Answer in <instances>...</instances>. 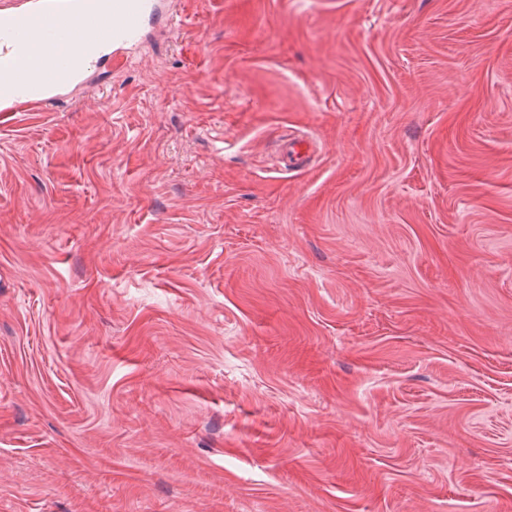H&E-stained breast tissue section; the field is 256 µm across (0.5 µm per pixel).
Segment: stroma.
Returning <instances> with one entry per match:
<instances>
[{"label": "stroma", "instance_id": "35a3bbf8", "mask_svg": "<svg viewBox=\"0 0 512 512\" xmlns=\"http://www.w3.org/2000/svg\"><path fill=\"white\" fill-rule=\"evenodd\" d=\"M0 512H512V0H158L0 113Z\"/></svg>", "mask_w": 512, "mask_h": 512}]
</instances>
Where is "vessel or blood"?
<instances>
[{
    "label": "vessel or blood",
    "mask_w": 512,
    "mask_h": 512,
    "mask_svg": "<svg viewBox=\"0 0 512 512\" xmlns=\"http://www.w3.org/2000/svg\"><path fill=\"white\" fill-rule=\"evenodd\" d=\"M154 10V0H39L0 21L9 41L0 46V112L39 107L49 88L71 80L69 61L60 54L79 29L111 39L113 50H132ZM40 51H33V44Z\"/></svg>",
    "instance_id": "b4317fda"
}]
</instances>
